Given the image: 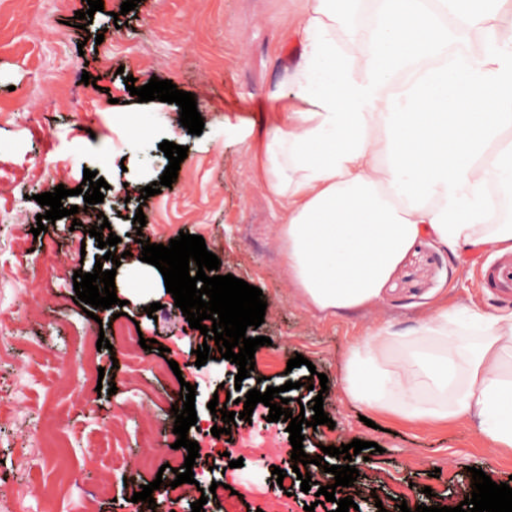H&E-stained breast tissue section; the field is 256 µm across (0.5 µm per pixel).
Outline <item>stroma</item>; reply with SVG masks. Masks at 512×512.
Masks as SVG:
<instances>
[{"label":"stroma","mask_w":512,"mask_h":512,"mask_svg":"<svg viewBox=\"0 0 512 512\" xmlns=\"http://www.w3.org/2000/svg\"><path fill=\"white\" fill-rule=\"evenodd\" d=\"M302 6V0H140L124 25H115L113 16L98 11L91 24L79 29L74 13L87 10V0H70L66 12L54 10L52 0L20 4L9 40L0 43V106L39 113L40 121L35 126L21 120L0 124V181L22 187L14 195L0 196V211L15 216L14 223H0V268L21 264L29 269L26 284L0 280V319L11 320L29 307L34 314L0 356V413L25 419L23 430L0 434V466L13 471L19 484L34 488L44 482L56 492L45 500L31 494L21 498L18 512H82L87 492L102 479L111 486V498L98 512H130L131 486L149 484L157 473L131 465L116 471L112 459L131 461L143 451L140 414L162 418L168 410L167 403L144 401L143 390L165 391L180 375L195 388L198 418L208 416L215 397L234 398L235 411L244 409L237 401L235 364L222 358L197 366L195 350L204 337L174 316L171 294L155 290L131 296L135 276L124 267L115 280L118 304L97 309L91 318L72 278L47 270L44 243L31 229L42 170L54 165L68 189L79 186L87 169L107 183L126 185L143 210L153 243L168 244L182 232L202 236L208 251L221 261L220 275H234L261 289L267 307L255 333L271 343L255 352L245 387L263 391L284 379L303 382L314 371L327 376L321 396L330 422L318 426L304 442V451L316 455L321 447L355 439L380 447L345 495L356 499L364 490H374L386 512H392L395 504H416L427 486L433 504L453 508L471 484V468L483 470L496 483L512 479V452L487 448L475 419L420 423L377 413L345 398L340 382L349 347L373 320L408 329L441 307L467 306L486 315L512 312V297L493 295L483 286L486 269L499 258L495 249L454 257L432 239H420L397 266L375 307L338 313L305 304L288 278L277 242L285 204L269 194L256 172L254 154L269 128L274 98L285 89V68L300 51L294 24ZM99 34L104 37L100 44L95 41ZM110 44L140 46L142 62H132L117 50L111 65H104L101 53ZM81 60L101 88L92 111L62 112L49 92L28 93L29 83L70 71ZM128 76L139 87L155 76L193 93L198 108L208 114L201 135L181 126L178 105L131 96L124 84ZM132 119L153 129L146 146L155 154V167H145L125 137ZM166 140L187 147V156L172 186L142 198V188L159 180L169 163L159 149ZM149 301L160 305L152 318L141 309ZM119 312L137 321L144 339L156 340L158 346L145 351L146 362L134 373L123 352H102V381H85L80 369L84 336L99 332L101 323L111 322ZM163 347L178 363V373L151 372L149 363ZM298 355L306 358V365L288 368V360ZM120 413L125 420L115 440L108 428ZM268 415V407L257 404L250 420L231 421L232 436H265L274 447L289 448L286 422L269 421ZM48 427L56 446L51 461L44 462L31 455L29 444ZM92 440L102 441L106 449L95 460L87 448ZM210 464V480L229 485L231 492L209 498L206 512H265L268 497L238 493L252 482L267 486L269 496L286 497L293 512H305L309 505L314 512L337 508L304 493L296 477L278 482L255 459H244L239 468L230 467L225 456Z\"/></svg>","instance_id":"obj_1"}]
</instances>
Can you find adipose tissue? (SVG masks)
Instances as JSON below:
<instances>
[{"label": "adipose tissue", "mask_w": 512, "mask_h": 512, "mask_svg": "<svg viewBox=\"0 0 512 512\" xmlns=\"http://www.w3.org/2000/svg\"><path fill=\"white\" fill-rule=\"evenodd\" d=\"M357 0H303L302 49L260 147L288 274L315 309L377 304L406 251L512 252L494 224L512 199V0H371L366 50L336 40ZM479 48L449 60L463 30ZM351 400L423 423L468 415L487 447L512 450V312L441 309L420 327L375 324L348 349Z\"/></svg>", "instance_id": "ef3b65f1"}]
</instances>
